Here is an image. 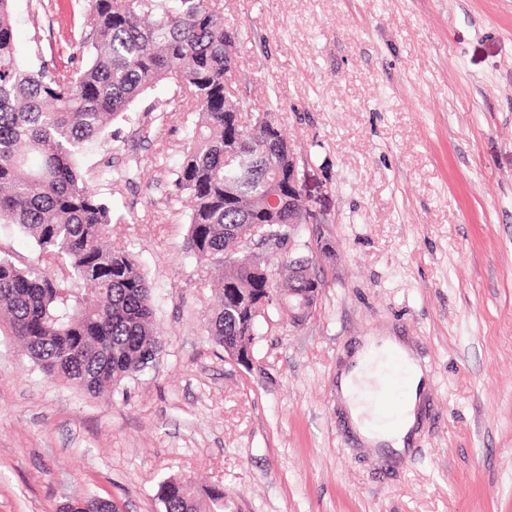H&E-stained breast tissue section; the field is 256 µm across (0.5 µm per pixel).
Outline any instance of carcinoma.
<instances>
[{"label": "carcinoma", "instance_id": "obj_1", "mask_svg": "<svg viewBox=\"0 0 512 512\" xmlns=\"http://www.w3.org/2000/svg\"><path fill=\"white\" fill-rule=\"evenodd\" d=\"M13 0H0V224L34 243L18 263L0 249V334L18 343L44 377L97 398L154 364L163 344L151 289L133 256L112 248V208L87 182L80 159L133 104L161 84L175 87L179 112L201 121L187 137L176 186L190 200L185 250L220 271L209 332L224 353L254 354L261 319L288 305V291L315 263L286 256L276 270L241 258L237 235L264 224L275 246L305 233L277 202L288 168L274 139L245 133L224 161L226 114L244 111L228 92L238 29L221 0H89L85 58L60 70L19 57ZM269 278L263 311L255 285ZM162 512H224V487L168 477ZM83 512H119L84 500Z\"/></svg>", "mask_w": 512, "mask_h": 512}]
</instances>
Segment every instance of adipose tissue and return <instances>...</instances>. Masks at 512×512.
Here are the masks:
<instances>
[{
  "label": "adipose tissue",
  "mask_w": 512,
  "mask_h": 512,
  "mask_svg": "<svg viewBox=\"0 0 512 512\" xmlns=\"http://www.w3.org/2000/svg\"><path fill=\"white\" fill-rule=\"evenodd\" d=\"M396 356L405 367L409 390L399 417L379 427L374 423L367 398L374 391L389 358ZM424 388V373L404 343L394 336H365L353 352L348 367L340 372L336 392L353 428L367 443L402 453L415 435L420 395Z\"/></svg>",
  "instance_id": "obj_1"
}]
</instances>
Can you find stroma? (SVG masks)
Here are the masks:
<instances>
[{"instance_id":"stroma-1","label":"stroma","mask_w":512,"mask_h":512,"mask_svg":"<svg viewBox=\"0 0 512 512\" xmlns=\"http://www.w3.org/2000/svg\"><path fill=\"white\" fill-rule=\"evenodd\" d=\"M27 64L79 59L88 0H13ZM240 95L299 162L315 316L270 313L244 367L208 334L216 272L175 185L198 113L141 102L84 157L151 287L164 349L99 399L0 335V512L101 496L161 512L170 476L230 512H512V0H224ZM394 334L427 375L407 457L359 442L336 374Z\"/></svg>"}]
</instances>
